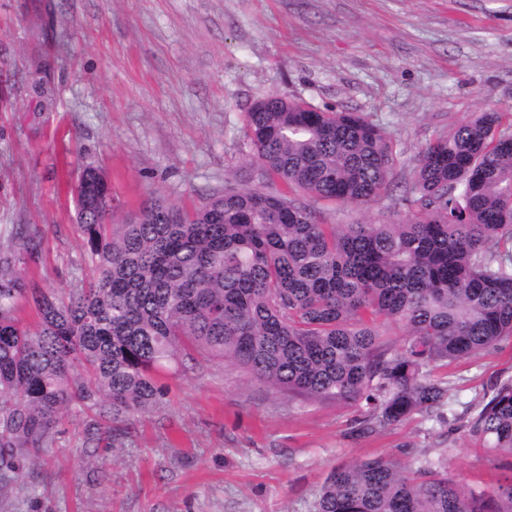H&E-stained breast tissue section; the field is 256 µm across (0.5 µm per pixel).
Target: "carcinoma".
<instances>
[{"instance_id":"cac0c4a2","label":"carcinoma","mask_w":512,"mask_h":512,"mask_svg":"<svg viewBox=\"0 0 512 512\" xmlns=\"http://www.w3.org/2000/svg\"><path fill=\"white\" fill-rule=\"evenodd\" d=\"M246 112L248 177L186 209L154 197L112 221V191L83 164L75 196L90 275L64 293L26 279L37 227L0 247V470L53 445L68 411L112 422L165 395L180 358L230 362L269 389L364 409L369 436L440 415L432 375L512 337V132L489 110L427 144L402 216L330 224L320 201L367 205L391 191V136L357 112H307L265 98ZM36 326L16 315L19 301ZM403 329L397 348L383 326ZM512 457V377L470 420ZM315 512H512V478L491 493L425 460L378 458L329 475Z\"/></svg>"}]
</instances>
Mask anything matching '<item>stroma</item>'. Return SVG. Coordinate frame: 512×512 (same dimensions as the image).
I'll return each mask as SVG.
<instances>
[{
	"mask_svg": "<svg viewBox=\"0 0 512 512\" xmlns=\"http://www.w3.org/2000/svg\"><path fill=\"white\" fill-rule=\"evenodd\" d=\"M270 94L390 132L406 187L427 143L487 108L512 114V0H0V230L39 228L30 278L64 290L90 273L70 190L81 164L111 183L116 220L152 195L202 205L245 177V115ZM325 211L399 214L389 195ZM511 376L507 338L449 366L444 421L360 438L357 406L185 359L161 403L95 441L98 412L66 414L27 478L0 488V512H314L334 468L407 447L489 492L512 457L475 444L469 420Z\"/></svg>",
	"mask_w": 512,
	"mask_h": 512,
	"instance_id": "obj_1",
	"label": "stroma"
}]
</instances>
